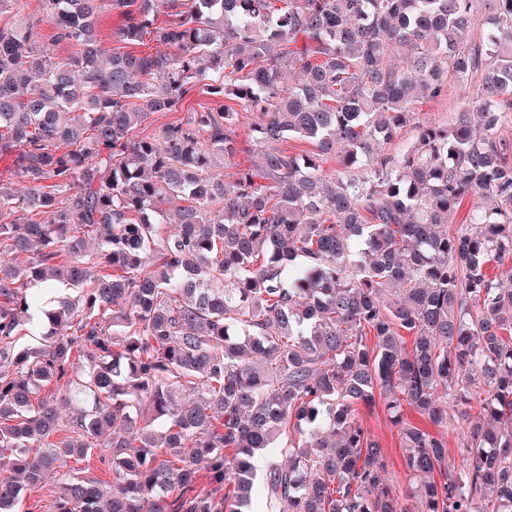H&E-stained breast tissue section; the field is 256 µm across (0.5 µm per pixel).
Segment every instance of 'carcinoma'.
<instances>
[{"label": "carcinoma", "mask_w": 512, "mask_h": 512, "mask_svg": "<svg viewBox=\"0 0 512 512\" xmlns=\"http://www.w3.org/2000/svg\"><path fill=\"white\" fill-rule=\"evenodd\" d=\"M44 7L0 0V512L51 474L50 512H242L254 492L278 512H512V289L489 270L512 261V0ZM104 9L128 46L108 56ZM43 21L74 52L39 43ZM475 76L451 123L389 151ZM292 138L317 152L264 149ZM468 195L490 205L450 234ZM378 396L420 480L404 494L357 418ZM266 450L285 462L259 474ZM94 455L112 483L61 472ZM479 78H475L468 83L448 82V96L441 100H431L424 102L418 107V119L421 122L432 124H446L454 117L455 109L463 103H467L476 89V83ZM203 101H205V100L200 95L196 94L195 96L193 95L192 97L188 98L187 101L185 102L184 106L182 107V109H179V111L176 113L161 114L159 112V113L155 114L153 116V118H154L153 124L150 127H148V129L145 132L141 133V135L144 136L145 134H148V135L158 134V130L161 128V126L164 123H167L174 119L186 117L188 112H192L193 109H197V110L200 109L198 106V103H205ZM454 408H448V427L445 429L446 437L448 440V453L452 459H455V464L459 468L461 462L458 454L459 439L461 438L462 428H464V422L459 418V414L453 410Z\"/></svg>", "instance_id": "obj_1"}]
</instances>
